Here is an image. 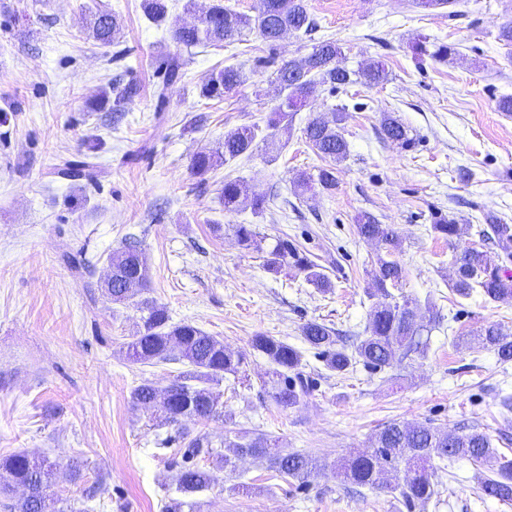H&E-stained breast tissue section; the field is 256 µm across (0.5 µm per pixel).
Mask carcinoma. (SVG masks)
Wrapping results in <instances>:
<instances>
[{
  "label": "carcinoma",
  "instance_id": "cac0c4a2",
  "mask_svg": "<svg viewBox=\"0 0 512 512\" xmlns=\"http://www.w3.org/2000/svg\"><path fill=\"white\" fill-rule=\"evenodd\" d=\"M145 16L160 25L167 19L169 0H142ZM317 28L311 17L306 0H259L256 15L237 12L224 5V0H211L207 11L184 21L172 29V40L183 47L217 46L232 43L246 31L257 30L262 40L274 47L289 31L308 36ZM120 24L111 13L93 15L92 35L102 45L115 42ZM342 47L333 39H325L313 47V51L300 60H288L276 69V81L285 95L274 107L267 119V128L276 131L290 127L299 103H309L317 87L330 86L336 90L342 86L362 83L375 87L388 81V71L380 60H371L356 71L340 66ZM163 82L159 93L181 80L184 61L177 53H167L160 58ZM247 79L241 65H227L211 72L200 88L206 99L221 100ZM137 94V87L128 84H112L111 110L125 111ZM342 115L334 112L319 113L306 123L303 136L309 147L327 162L317 168V173H301L295 183L304 192L321 188L336 189V168L332 163L347 157L348 145L343 136ZM259 126H243L224 133V143L211 150H200L192 158V169L197 175H205L225 163L253 152ZM381 132L385 139L404 145L410 141L408 128L391 112L382 113ZM220 202L224 212L233 213L249 207L258 215L266 211L269 199L249 192L238 179L225 177ZM488 224L478 230L479 235L493 241L507 255L512 256V224L490 216ZM356 234L386 250V256L377 258L372 271L374 288L369 297L374 299L366 336L354 350L348 351L336 345L335 331L318 322H308L302 328L304 341L317 350L325 368L343 374L361 363L374 370L393 365L396 355L407 357L423 351L421 340L426 325L436 322L432 307H421L417 300L404 295L396 296L391 289L402 281L405 268L393 258L400 245V236L392 224H382L370 213L355 218ZM432 231L448 242L467 233V228L454 220L440 215L431 224ZM233 230L238 242L249 249L258 246L257 233L251 224H235ZM109 276L101 287L114 304H123L147 288L149 266L140 242L128 238L122 247L112 251L108 258ZM265 266L271 271L291 267L305 275L307 281L320 288L329 287L319 265L314 263L295 245L277 239L266 252ZM460 297L467 298L477 292L495 301H512V275L499 266H491L482 251H469L456 265L451 285ZM142 325L125 343L126 356L134 363L180 361L190 367L177 380L166 387L143 382L131 391L134 406L150 409L155 402L168 403L166 421L180 425L185 420L209 421L224 416L219 408V394L214 386L224 380V375L239 372L242 357L234 355L224 343L189 324H172L165 306L145 299L140 302ZM478 344L494 351L500 360L512 361V339L498 324H488L477 332ZM253 349L261 353L273 366L269 383L271 398L282 408L298 406L311 393L312 386L302 370V352L284 340L272 336L257 335L251 341ZM181 438L187 441L188 456L201 454L213 458L212 468L206 469L184 461L172 476L180 497L172 499L165 512L194 510L198 496L210 489L217 480L216 471L231 463V457L250 456L263 461L281 477L291 478L302 484L320 469L311 457L299 452H285L278 442L264 435L248 436L239 431L235 439L224 440V452H216L207 436L192 433L184 427ZM466 458L475 463L495 459L499 461L497 477L482 482L487 496L512 501V460L497 455L490 436L475 428L458 432L442 431L436 427L419 424L392 423L381 429L372 443V449L345 459L337 475L345 484L360 488H389L399 492L403 501L410 505L425 502L435 495L432 475L435 460ZM404 471V482L391 484V472ZM79 468L72 466L64 471L47 457L19 452L0 459V490L23 489V495L8 505L9 512H63L44 500L43 489L56 478L74 480Z\"/></svg>",
  "mask_w": 512,
  "mask_h": 512
}]
</instances>
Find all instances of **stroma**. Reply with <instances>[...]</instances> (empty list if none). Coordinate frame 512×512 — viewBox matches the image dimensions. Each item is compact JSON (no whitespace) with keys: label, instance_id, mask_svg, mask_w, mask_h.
Instances as JSON below:
<instances>
[{"label":"stroma","instance_id":"35a3bbf8","mask_svg":"<svg viewBox=\"0 0 512 512\" xmlns=\"http://www.w3.org/2000/svg\"><path fill=\"white\" fill-rule=\"evenodd\" d=\"M184 2L170 0L158 26L142 0H0V459L27 451L79 463V480L45 490L67 512H163L173 496L165 479L185 443L162 407L137 409L130 393L146 380L167 386L186 366L128 360L123 346L141 325L136 301L109 302L63 262L83 253L103 280L108 255L132 236L148 258V298L172 323H191L245 358L238 376L218 387L230 421H192L189 429L220 450L228 431L243 428L321 465L302 485L241 459L201 495V512H512V501L482 492L493 472L487 463H439L435 495L410 507L387 488L350 490L334 470L394 422L475 426L512 459V410L501 406L512 396V362L473 338L489 323L512 335V302L462 298L449 287L456 251L477 248L511 270L512 257L474 234L451 244L431 231L435 212L459 224L490 214L512 224V113L497 109L512 97V45L498 37L512 0H455L434 10L414 0H307L320 35L341 44L343 67L378 59L389 81L318 88L289 133L257 138L250 158L203 176L191 170L196 151L218 146L229 130L265 124L280 101L273 67L257 59H300L313 43L291 33L272 50L253 31L226 47L190 48L182 51L184 77L161 99L159 58L178 51L169 29L183 21ZM100 11L117 16V43L90 36ZM419 41L426 55L414 51ZM441 44L448 58H432ZM228 64L243 65L247 81L223 100L202 98L207 75ZM118 77L138 88L119 116L94 106ZM338 107L349 153L336 165V188L297 196L296 172L322 164L302 129ZM385 111L409 128V147L382 139ZM68 161L89 164L93 180L59 178ZM228 174L268 195L269 209L225 212L219 196ZM362 212L398 229L399 291L432 305L437 323L426 354L336 375L301 328L324 323L345 346L364 336L379 250L354 232ZM236 224L308 253L331 290L294 271L269 273L262 253L238 244ZM259 334L302 352L313 386L305 403L284 410L270 399L272 366L251 346Z\"/></svg>","mask_w":512,"mask_h":512}]
</instances>
